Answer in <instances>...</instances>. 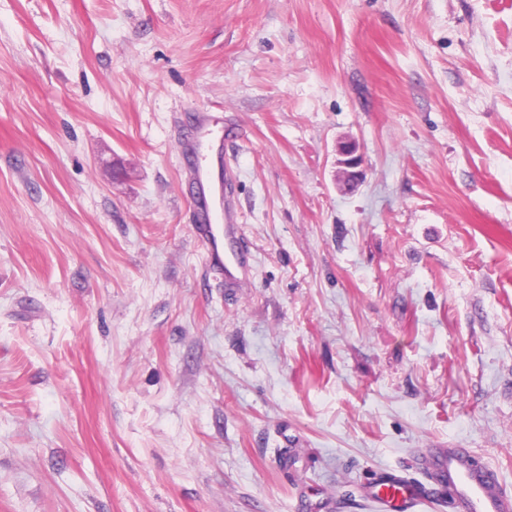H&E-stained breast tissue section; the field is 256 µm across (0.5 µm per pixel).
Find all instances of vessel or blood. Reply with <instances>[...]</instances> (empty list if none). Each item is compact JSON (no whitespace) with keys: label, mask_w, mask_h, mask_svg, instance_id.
<instances>
[{"label":"vessel or blood","mask_w":512,"mask_h":512,"mask_svg":"<svg viewBox=\"0 0 512 512\" xmlns=\"http://www.w3.org/2000/svg\"><path fill=\"white\" fill-rule=\"evenodd\" d=\"M214 134L209 116L197 115L196 135L186 150L193 177L194 218L212 262L224 272L226 286L239 288L249 279L251 253L239 231L229 172H213L206 161ZM433 470L449 490L456 512H512V497L489 479L488 468L475 461L470 449L443 451L435 456ZM373 497L381 512H416L423 503L412 483L391 472L377 478Z\"/></svg>","instance_id":"obj_1"}]
</instances>
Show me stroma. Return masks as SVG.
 I'll return each instance as SVG.
<instances>
[{
	"label": "stroma",
	"mask_w": 512,
	"mask_h": 512,
	"mask_svg": "<svg viewBox=\"0 0 512 512\" xmlns=\"http://www.w3.org/2000/svg\"><path fill=\"white\" fill-rule=\"evenodd\" d=\"M426 448L512 493V0H0V512H453ZM216 125L208 115H196V136L188 142L186 157L193 177L192 196L195 224L200 237L208 244L215 268L224 272L228 288H240L250 274L251 253L241 238L237 213L233 206L228 169L221 162L218 172L220 196L215 195V177L206 163ZM216 224H219L217 226ZM338 151L343 157L341 163L345 167V174L349 182L354 183L359 180L362 171L358 168L362 164V156L359 153V147L353 141L341 142ZM373 487L372 496L382 512H415L425 503L412 483L391 472L382 473Z\"/></svg>",
	"instance_id": "obj_1"
}]
</instances>
